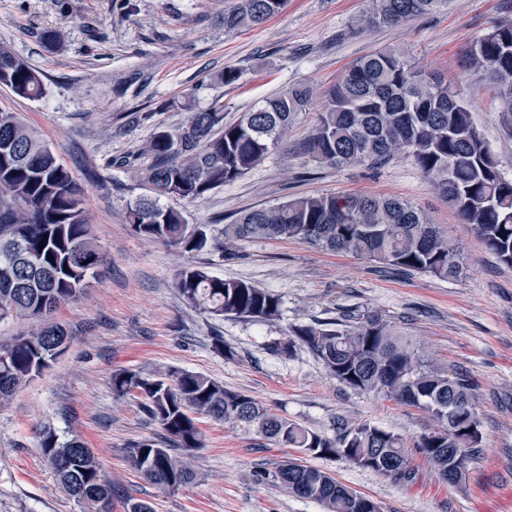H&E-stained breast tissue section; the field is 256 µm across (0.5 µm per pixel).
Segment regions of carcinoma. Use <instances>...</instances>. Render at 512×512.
Returning a JSON list of instances; mask_svg holds the SVG:
<instances>
[{
  "mask_svg": "<svg viewBox=\"0 0 512 512\" xmlns=\"http://www.w3.org/2000/svg\"><path fill=\"white\" fill-rule=\"evenodd\" d=\"M287 0H226V29L265 23ZM447 0H371L357 19L366 28L397 27L426 16ZM462 66L492 81L502 108L503 134L512 138V21H503L474 39ZM0 87L27 99L46 93L41 74L27 60L0 44ZM312 93L297 84L259 101L237 121L224 122V106L180 105L176 125L158 124L139 151L147 158L131 167V178L145 193L125 205L124 218L145 240L183 253L205 249L235 255L238 243L253 238L295 239L327 252L347 253L385 268L452 280L463 258L448 235L410 202L393 196L332 194L296 196L272 207L247 208L224 238L209 225L192 224L165 199L195 201L231 184L271 153L288 148V133L307 111ZM310 161L330 168L374 166L403 157L470 224L500 263L512 267V182L474 124L466 100L448 81L416 68L396 49H379L358 58L324 93L321 112L298 144ZM101 254L80 191L69 169L50 145L18 114L0 110V322L27 319V334L0 343V404L29 379L49 368L70 347L75 332L45 316L77 300L94 277ZM185 304L214 320L274 321L281 297L243 279H224L206 268L186 265L176 274ZM304 346L328 374L359 393H384L421 406L435 427L415 443L440 477L452 482L448 460L463 465L481 448L480 420L473 386L425 360L391 321L376 312L291 327L287 339L268 349L290 355ZM112 391L138 396L149 420L163 435L125 449L129 464L164 492L194 478L177 452L201 445L195 416L252 430L288 448H306L310 457L344 456L401 485L416 479L403 438L376 425L341 428L334 437L278 416L240 391L188 370L145 373L119 369ZM42 457L61 488L84 505V512H112V485L95 454L78 437L39 433ZM273 481L311 499L327 512H362L365 496L330 473L295 459L277 467Z\"/></svg>",
  "mask_w": 512,
  "mask_h": 512,
  "instance_id": "1",
  "label": "carcinoma"
}]
</instances>
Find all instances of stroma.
Segmentation results:
<instances>
[{"label": "stroma", "mask_w": 512, "mask_h": 512, "mask_svg": "<svg viewBox=\"0 0 512 512\" xmlns=\"http://www.w3.org/2000/svg\"><path fill=\"white\" fill-rule=\"evenodd\" d=\"M224 6V0H0V42L41 71L46 85L38 100L0 87V108L38 130L70 170L103 257L99 276L55 315L78 330L69 349L0 407V512H84L40 453L38 432L46 426L66 438L80 436L98 457L112 483V512H127L132 498L153 512H325L271 480L292 449L206 418L198 422L194 480L170 493L145 482L124 450L158 436L160 428L135 398L113 394L112 374L123 367L198 372L328 436L335 422L367 423L414 443L434 426L425 410L345 387L306 348L269 351L292 326L347 310L382 314L426 360L474 382L482 450L457 486L442 482L417 452V480L408 486L339 456L312 457L309 465L373 499L381 512H512V267L460 222L411 161L336 169L275 152L236 182L176 206L217 236L239 211L295 196H396L458 246L464 269L456 279L408 275L297 240L243 241L232 259L215 251L184 254L143 240L126 224L124 206L140 188L125 169L109 165L136 159L156 124L179 122L181 113L159 106L188 96L203 108L223 104L224 120L232 123L263 98L306 84L311 104L288 135L297 141L313 127L324 91L350 63L394 48L461 90L501 175L511 180L512 139L500 129L497 90L465 71L460 56L472 39L512 19V0H450L430 15L382 28L356 23L369 0H287L266 23L231 31L220 20ZM46 29L60 31L56 45L40 43L37 33ZM227 67L239 72L236 83L208 81ZM132 110L153 118L116 133ZM186 264L269 288L282 299L279 319L215 321L188 308L174 283ZM217 336L235 357L214 349Z\"/></svg>", "instance_id": "obj_1"}]
</instances>
